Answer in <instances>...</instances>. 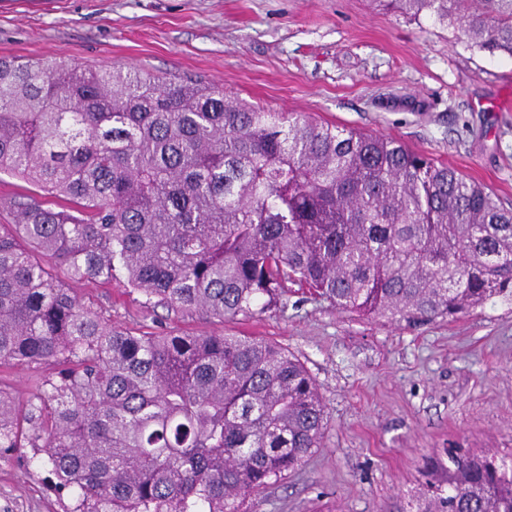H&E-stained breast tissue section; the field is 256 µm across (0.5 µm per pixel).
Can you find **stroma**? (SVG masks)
Instances as JSON below:
<instances>
[{"label":"stroma","mask_w":512,"mask_h":512,"mask_svg":"<svg viewBox=\"0 0 512 512\" xmlns=\"http://www.w3.org/2000/svg\"><path fill=\"white\" fill-rule=\"evenodd\" d=\"M0 56L191 77L319 123L395 138L512 207V59L380 0H0ZM113 325L257 336L316 379L327 429L298 471L241 512H409L450 448L512 454V303L407 327L342 313L291 286L286 308L181 314L112 284L73 286ZM32 449L0 456V512H63Z\"/></svg>","instance_id":"obj_1"}]
</instances>
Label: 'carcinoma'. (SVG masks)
<instances>
[{
    "label": "carcinoma",
    "mask_w": 512,
    "mask_h": 512,
    "mask_svg": "<svg viewBox=\"0 0 512 512\" xmlns=\"http://www.w3.org/2000/svg\"><path fill=\"white\" fill-rule=\"evenodd\" d=\"M512 57V0H386ZM41 199L0 224V452L30 448L64 512H239L321 447L326 405L253 336L138 333L72 294L120 280L226 318L305 286L407 326L512 302V209L393 138L135 67L0 56V173ZM416 512H512V456L448 452ZM36 372L27 368H0V381L22 405L33 390V379Z\"/></svg>",
    "instance_id": "1"
}]
</instances>
